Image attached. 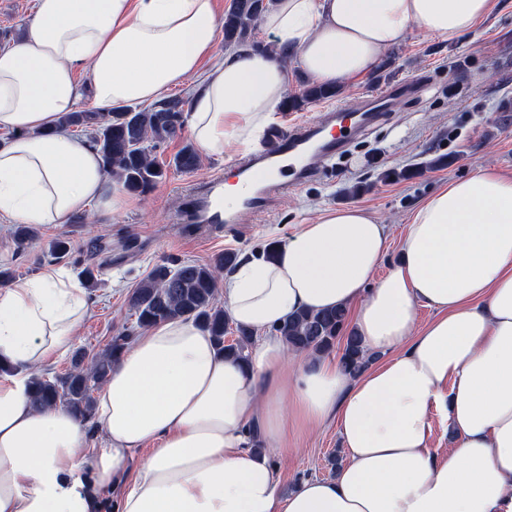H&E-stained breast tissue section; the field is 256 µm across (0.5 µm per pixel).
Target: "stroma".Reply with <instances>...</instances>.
Instances as JSON below:
<instances>
[{
    "label": "stroma",
    "instance_id": "stroma-1",
    "mask_svg": "<svg viewBox=\"0 0 512 512\" xmlns=\"http://www.w3.org/2000/svg\"><path fill=\"white\" fill-rule=\"evenodd\" d=\"M385 69L342 86L335 98L307 105L299 112L276 113L273 124L289 130L319 122L329 108L354 103L400 82L418 90L398 96L394 105L370 123L336 158L313 160L315 176L278 194L271 208L255 214L237 210V221L222 235H184L176 218L199 182L225 176L241 157L235 147L223 155L201 158L190 172L169 170L166 179L145 196L130 195L128 206L112 214L89 206L88 224H46L26 248H18L14 227L0 223V267L31 277L53 266L72 275L85 267L100 271V284L88 290L91 307L81 322L74 346L100 352L119 332L133 326L128 296L151 268L169 259L207 262L232 251L247 255L270 242L292 236L298 225L326 209L355 205L378 216L390 229L384 265L398 258L400 238L410 213L430 194L477 166L512 175V0H499L495 12L470 32L445 42L411 27L384 56ZM450 163L428 168L431 158ZM408 170L406 180L392 179ZM67 235L71 252L51 256V240ZM341 436L335 423L290 437L285 453L275 456L283 491L306 478H328L339 454Z\"/></svg>",
    "mask_w": 512,
    "mask_h": 512
}]
</instances>
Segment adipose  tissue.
<instances>
[{"label": "adipose tissue", "instance_id": "adipose-tissue-1", "mask_svg": "<svg viewBox=\"0 0 512 512\" xmlns=\"http://www.w3.org/2000/svg\"><path fill=\"white\" fill-rule=\"evenodd\" d=\"M496 4L273 0L259 23L274 47L241 46L205 71L216 0H35L21 37L0 46V221L65 224L93 204L126 207L95 148L57 126L78 107L76 73L102 112L202 76L186 125L201 154L220 156L253 147L272 123L285 54L311 81L345 85L412 26L453 40ZM388 240V225L349 206L300 225L274 260L240 258L223 295L253 334L246 360L190 319L143 330L97 396L106 444L88 461L85 422L34 409L24 374L71 348L86 292L52 266L1 288L0 359L19 372L0 376V512H96L118 483L113 512H512V177L479 166L434 192L381 277ZM423 306L434 312L424 324ZM338 307L372 358L356 376L279 332L299 311ZM436 412L453 435L445 450L432 441ZM331 420L343 465L282 493L269 450Z\"/></svg>", "mask_w": 512, "mask_h": 512}]
</instances>
